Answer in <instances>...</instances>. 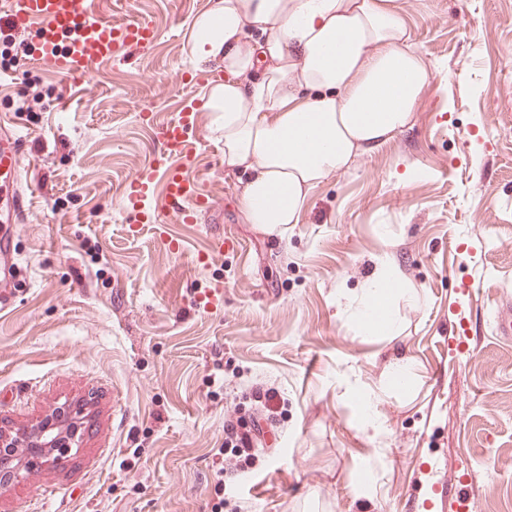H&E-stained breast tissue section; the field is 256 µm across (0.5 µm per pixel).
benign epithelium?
Instances as JSON below:
<instances>
[{
  "label": "benign epithelium",
  "mask_w": 512,
  "mask_h": 512,
  "mask_svg": "<svg viewBox=\"0 0 512 512\" xmlns=\"http://www.w3.org/2000/svg\"><path fill=\"white\" fill-rule=\"evenodd\" d=\"M92 417L87 400L65 401L30 426L0 427V488L33 470L64 465L82 448L85 422Z\"/></svg>",
  "instance_id": "7a95c632"
}]
</instances>
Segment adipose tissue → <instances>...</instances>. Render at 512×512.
I'll return each mask as SVG.
<instances>
[{"instance_id": "obj_1", "label": "adipose tissue", "mask_w": 512, "mask_h": 512, "mask_svg": "<svg viewBox=\"0 0 512 512\" xmlns=\"http://www.w3.org/2000/svg\"><path fill=\"white\" fill-rule=\"evenodd\" d=\"M190 58L223 73L203 107L248 222L267 233L299 223L317 184L409 128L430 78L399 0H224L195 17ZM366 292L362 326L395 335L393 273Z\"/></svg>"}]
</instances>
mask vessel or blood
<instances>
[{"instance_id": "vessel-or-blood-1", "label": "vessel or blood", "mask_w": 512, "mask_h": 512, "mask_svg": "<svg viewBox=\"0 0 512 512\" xmlns=\"http://www.w3.org/2000/svg\"><path fill=\"white\" fill-rule=\"evenodd\" d=\"M30 28L37 36L35 63L69 79L87 75L97 63L147 48L157 39L156 29L146 22L91 18L88 0H0V29ZM198 123L199 109L189 103L175 119L154 124L159 152L135 175L127 198L136 223L189 224L211 208V199L199 192L185 170L196 149ZM23 144L22 136L0 127V288L15 277L14 228L28 209L22 191ZM159 187L164 190V207L144 209V201Z\"/></svg>"}]
</instances>
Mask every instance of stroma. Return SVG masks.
<instances>
[{"label": "stroma", "mask_w": 512, "mask_h": 512, "mask_svg": "<svg viewBox=\"0 0 512 512\" xmlns=\"http://www.w3.org/2000/svg\"><path fill=\"white\" fill-rule=\"evenodd\" d=\"M219 0H90L150 22L147 49L68 81L0 33V121L25 137L32 205L0 308V420L94 403L63 467L0 493V512H512V0H400L431 69L409 129L309 194L285 235L247 224L221 136L200 115L186 169L214 201L192 224L130 234L125 197L174 119L192 19ZM237 250L212 256L214 231ZM394 336L357 318L381 268ZM222 286L224 301L196 305ZM411 382H392L398 363ZM281 413L248 472L219 479L224 421L253 388ZM383 423L366 430L359 397ZM223 494H216V484Z\"/></svg>", "instance_id": "1"}]
</instances>
